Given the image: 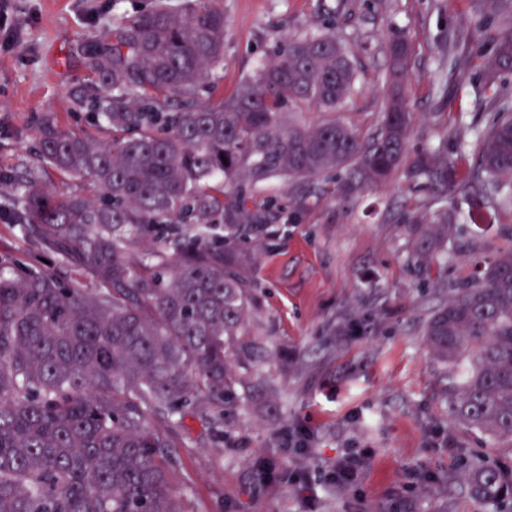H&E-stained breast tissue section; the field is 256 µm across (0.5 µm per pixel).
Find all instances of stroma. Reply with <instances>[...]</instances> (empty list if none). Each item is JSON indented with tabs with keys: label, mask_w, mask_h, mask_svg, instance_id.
I'll return each instance as SVG.
<instances>
[{
	"label": "stroma",
	"mask_w": 512,
	"mask_h": 512,
	"mask_svg": "<svg viewBox=\"0 0 512 512\" xmlns=\"http://www.w3.org/2000/svg\"><path fill=\"white\" fill-rule=\"evenodd\" d=\"M224 11V67L199 90L203 102L233 95L281 42L331 34L348 51L356 84L339 119L360 136L378 124L389 63L386 36L399 28L412 37L414 64L405 92L414 122L409 153L447 138L456 186L448 203L460 214L448 237V258L428 263L407 229L412 209L432 211L437 196L424 184L395 176L384 188L343 203L332 193L335 176L302 180L274 176L242 182L248 210L265 222L249 232L258 249L253 303L239 344L235 399L224 410V436L189 412L156 421L179 466L172 487L186 512H494L475 502L461 478L462 462L510 461L512 444L454 426L448 388L455 367L431 353L426 323L463 281L476 258L512 249V213L469 223L487 201L461 193L470 181L460 140L485 126L499 98L512 95V71L496 84L480 79L495 33L507 14L485 0H219ZM155 0H5L13 24L0 36V252L26 266H64L46 258L15 226V178L34 168L41 183L64 194L95 197L90 179L67 177L34 155L39 118L54 113L66 127L107 140L78 90H95L90 47L106 45L127 15ZM357 324L341 337L344 318ZM309 435L293 449L295 427ZM363 455L353 487L336 489L330 467L337 456ZM280 458L284 477L265 489L246 477L259 456Z\"/></svg>",
	"instance_id": "stroma-1"
}]
</instances>
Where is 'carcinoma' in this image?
Masks as SVG:
<instances>
[{
  "mask_svg": "<svg viewBox=\"0 0 512 512\" xmlns=\"http://www.w3.org/2000/svg\"><path fill=\"white\" fill-rule=\"evenodd\" d=\"M389 90L378 127L359 138L337 119L281 128L291 103L337 112L355 71L332 35L292 38L233 97L196 100L199 84L224 67V11L217 0L175 6L156 0L112 29L90 55L106 93H82L93 118L112 130L101 142L45 113L35 154L70 177H88L96 199L59 195L35 179L18 183L21 228L76 278L22 268L0 253V512H183L171 487L177 466L167 436L150 418L233 402L228 349L252 299L255 258L247 213L224 186L244 177L303 179L333 171L349 201L401 173L410 182H448L443 148L408 155L413 113L405 97L412 43L387 34ZM512 70V24L499 32L481 79ZM475 185L512 211V117L473 130ZM443 205L408 215L418 250L444 251L454 212ZM224 228L158 234L186 218ZM136 241L147 262L130 263ZM95 283L85 288L82 278ZM425 336L441 361L467 369L448 395L451 420L512 443V250L451 287ZM281 462H253L258 485ZM476 500L512 503V469L481 461L462 472Z\"/></svg>",
  "mask_w": 512,
  "mask_h": 512,
  "instance_id": "1",
  "label": "carcinoma"
}]
</instances>
